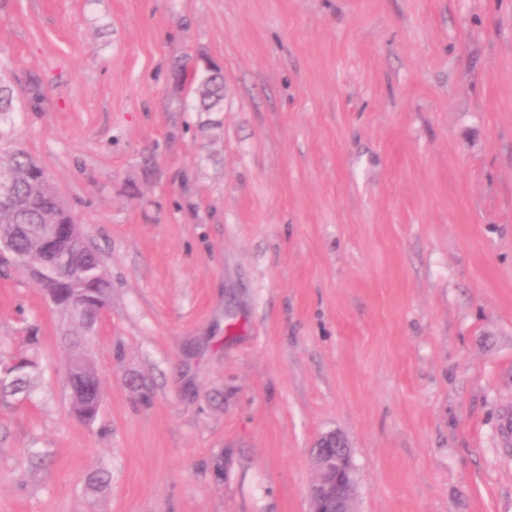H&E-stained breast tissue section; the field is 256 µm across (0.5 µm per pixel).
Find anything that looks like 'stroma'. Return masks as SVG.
<instances>
[{
    "instance_id": "35a3bbf8",
    "label": "stroma",
    "mask_w": 512,
    "mask_h": 512,
    "mask_svg": "<svg viewBox=\"0 0 512 512\" xmlns=\"http://www.w3.org/2000/svg\"><path fill=\"white\" fill-rule=\"evenodd\" d=\"M0 71L112 283L88 425L0 265V512H308L332 430L355 512H512V0H0ZM194 93L200 100V112H220L224 103V76L220 71L206 66L198 79ZM29 366L20 373H4L0 364V394L17 395L29 390L33 385L34 373L37 368L36 362L30 358H24Z\"/></svg>"
}]
</instances>
